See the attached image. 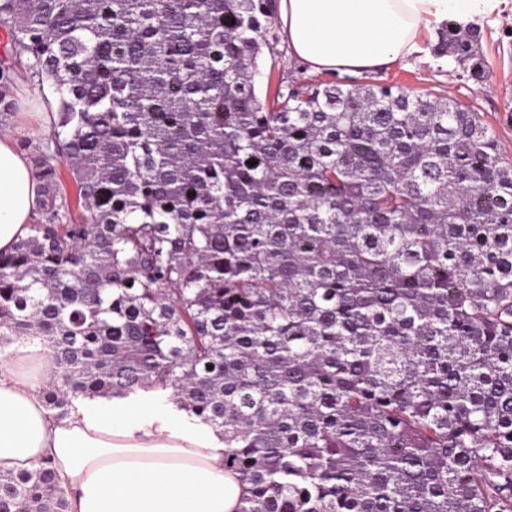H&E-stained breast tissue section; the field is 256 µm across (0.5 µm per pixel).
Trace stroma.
Returning a JSON list of instances; mask_svg holds the SVG:
<instances>
[{
    "label": "stroma",
    "mask_w": 512,
    "mask_h": 512,
    "mask_svg": "<svg viewBox=\"0 0 512 512\" xmlns=\"http://www.w3.org/2000/svg\"><path fill=\"white\" fill-rule=\"evenodd\" d=\"M482 32L480 48L487 61L482 83L462 79L449 58H435L429 46L434 28L424 30L422 52L402 58L390 67L355 74L358 82L399 86L414 93L448 92L465 107L476 112L501 146L503 162L512 163V0H500L497 10L478 18ZM17 108L8 124L10 135L24 155L37 145V133L47 128L43 113L44 93L38 84L23 81L16 95Z\"/></svg>",
    "instance_id": "1"
}]
</instances>
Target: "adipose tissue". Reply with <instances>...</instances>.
I'll list each match as a JSON object with an SVG mask.
<instances>
[{
  "mask_svg": "<svg viewBox=\"0 0 512 512\" xmlns=\"http://www.w3.org/2000/svg\"><path fill=\"white\" fill-rule=\"evenodd\" d=\"M497 0H279L291 57L314 72L377 70L420 49L419 32L453 16L466 21ZM40 182L13 140L0 137V251L30 233ZM48 362L0 356V469L52 458L69 512H236L244 493L224 469V445L185 425L173 404L100 398L67 416L49 410Z\"/></svg>",
  "mask_w": 512,
  "mask_h": 512,
  "instance_id": "ef3b65f1",
  "label": "adipose tissue"
}]
</instances>
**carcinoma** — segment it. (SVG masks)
<instances>
[{"label": "carcinoma", "instance_id": "cac0c4a2", "mask_svg": "<svg viewBox=\"0 0 512 512\" xmlns=\"http://www.w3.org/2000/svg\"><path fill=\"white\" fill-rule=\"evenodd\" d=\"M276 9L0 0V125L21 78L55 103L0 350L40 347L60 417L171 400L237 512H512V165L445 94L273 65L259 91ZM480 42L448 20L430 49L479 83ZM68 509L51 460L0 471V512Z\"/></svg>", "mask_w": 512, "mask_h": 512}]
</instances>
